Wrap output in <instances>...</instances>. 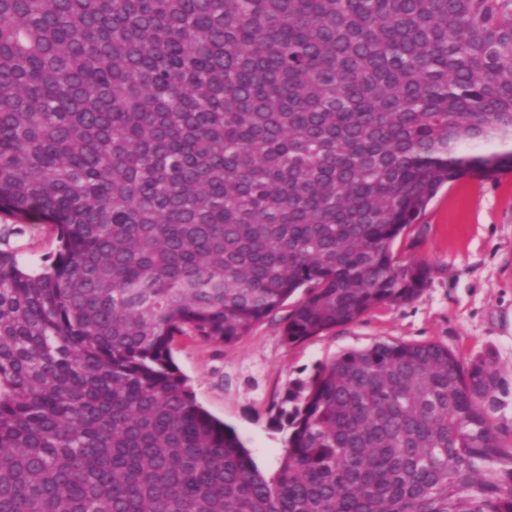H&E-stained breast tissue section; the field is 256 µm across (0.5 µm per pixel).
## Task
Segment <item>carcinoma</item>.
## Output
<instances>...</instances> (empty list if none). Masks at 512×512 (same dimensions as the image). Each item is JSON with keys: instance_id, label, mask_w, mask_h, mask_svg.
<instances>
[{"instance_id": "obj_1", "label": "carcinoma", "mask_w": 512, "mask_h": 512, "mask_svg": "<svg viewBox=\"0 0 512 512\" xmlns=\"http://www.w3.org/2000/svg\"><path fill=\"white\" fill-rule=\"evenodd\" d=\"M509 137L512 0H0V512H512L489 355L339 354L270 478L171 356L414 302L395 242ZM22 255L25 259L40 261V259L55 249V241L51 230L44 224H36L27 228L26 234L19 240Z\"/></svg>"}]
</instances>
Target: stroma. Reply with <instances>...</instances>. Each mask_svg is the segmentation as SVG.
Here are the masks:
<instances>
[{"label":"stroma","instance_id":"35a3bbf8","mask_svg":"<svg viewBox=\"0 0 512 512\" xmlns=\"http://www.w3.org/2000/svg\"><path fill=\"white\" fill-rule=\"evenodd\" d=\"M393 252L430 267L413 303L296 344L283 340L285 307L231 345L175 338L173 360L198 403L236 430L264 475L277 471L284 450L276 416L288 388L343 351L379 341L435 343L467 360L492 355L503 380L497 416L512 427V170L442 188Z\"/></svg>","mask_w":512,"mask_h":512}]
</instances>
